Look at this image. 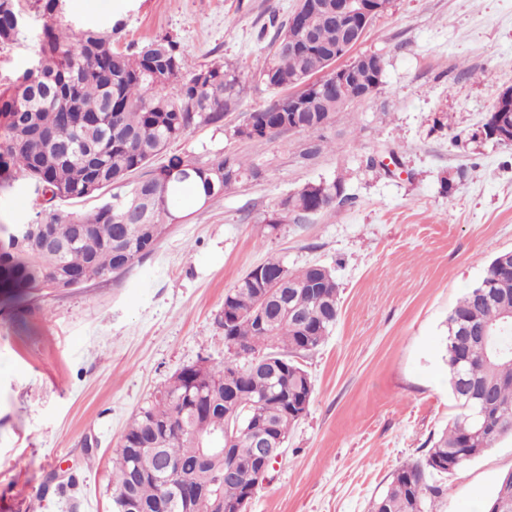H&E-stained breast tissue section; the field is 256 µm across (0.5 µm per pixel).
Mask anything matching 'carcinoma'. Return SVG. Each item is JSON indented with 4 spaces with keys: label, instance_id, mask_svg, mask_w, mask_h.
Here are the masks:
<instances>
[{
    "label": "carcinoma",
    "instance_id": "1",
    "mask_svg": "<svg viewBox=\"0 0 512 512\" xmlns=\"http://www.w3.org/2000/svg\"><path fill=\"white\" fill-rule=\"evenodd\" d=\"M55 3L36 0L44 18L37 69L0 89V187L23 179L54 199H81L110 186L117 192L90 213L50 218L60 243L74 239L75 225L87 228L88 235L68 250L56 253L28 243L0 253V286L30 292L53 287L52 272L59 265L93 278L123 272L154 250L164 220H175L171 207L185 189L203 204L207 196L261 177L258 168L231 155L188 172L181 160L147 170L152 158L195 122H223L246 77L222 65H188L177 41L168 37L127 53L113 47L112 36L92 28L71 23L59 34ZM20 13L19 0H0L1 45L20 34L14 22ZM300 24L313 32L314 52L299 56L275 49L257 63L254 82L295 90L300 76L310 79L331 66L327 58L336 48V24L311 12ZM105 73L111 81L103 79ZM306 94L326 101L317 121L310 112L289 111L288 99H278L249 115L268 133L254 135L245 123L233 135L272 139L298 121L305 123L300 131L316 132L344 110L325 85H312ZM109 109L106 133L65 126L66 112ZM485 124L512 128V112H489ZM48 130L75 142L72 156L61 153L57 142L41 139ZM142 169V179L125 184ZM350 200L340 177L309 182L274 205L266 229L272 234L290 216L306 219ZM499 258L495 254L448 312V390L456 413L422 458L395 470L385 491L370 501L369 512H440L441 479L512 438V261L503 269ZM283 268L271 257L226 292L224 363L201 358L184 367L135 414L112 458L113 512H120L127 495L138 502L139 512H159L163 499L171 503L170 512H233L246 495L249 466L259 452L255 433L269 426L286 447L314 393L297 358L317 349L335 326L340 291L331 270L319 264L288 271L291 280L280 287L274 277ZM262 298L266 320L260 325L255 307ZM482 326L491 330L488 341L462 337L463 328ZM242 349L251 357H242ZM484 512H512V471L500 477Z\"/></svg>",
    "mask_w": 512,
    "mask_h": 512
}]
</instances>
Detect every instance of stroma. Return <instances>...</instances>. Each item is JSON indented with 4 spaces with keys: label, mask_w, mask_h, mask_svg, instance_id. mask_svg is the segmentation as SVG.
<instances>
[{
    "label": "stroma",
    "mask_w": 512,
    "mask_h": 512,
    "mask_svg": "<svg viewBox=\"0 0 512 512\" xmlns=\"http://www.w3.org/2000/svg\"><path fill=\"white\" fill-rule=\"evenodd\" d=\"M297 0H66L70 20L117 48L169 37L189 62L238 71L262 60ZM0 46V89L30 67L43 18ZM356 54L385 59L383 84L324 129L234 136L278 92L246 84L218 125L194 124L152 161L200 166L231 154L259 179L205 205L179 202L155 249L130 269L37 297L0 288V512H111L122 436L183 367L223 361L224 294L268 256L330 268L338 320L302 358L314 387L249 512H367L401 465L422 457L454 413L444 361L449 310L499 251L512 249V144L476 137L512 86V0H392ZM447 113L448 125L433 119ZM320 151L306 156L312 144ZM396 159L392 172L367 157ZM344 176L350 204L267 234L289 192ZM452 179L442 191L441 177ZM110 189L38 206L18 180L0 223L93 211ZM512 470L503 440L449 475L442 512H479Z\"/></svg>",
    "instance_id": "35a3bbf8"
}]
</instances>
